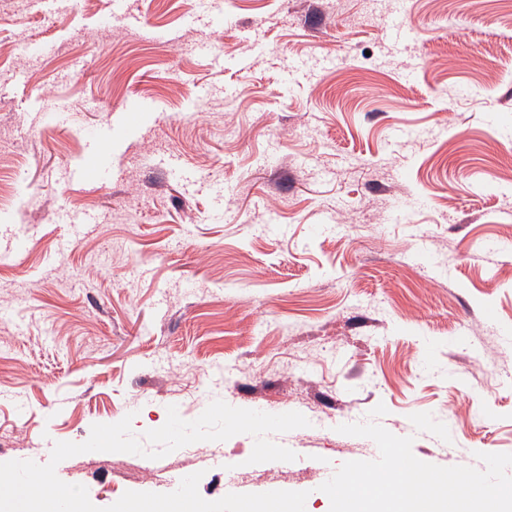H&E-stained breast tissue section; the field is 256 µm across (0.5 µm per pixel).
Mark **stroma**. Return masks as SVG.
Instances as JSON below:
<instances>
[{
    "label": "stroma",
    "instance_id": "obj_1",
    "mask_svg": "<svg viewBox=\"0 0 512 512\" xmlns=\"http://www.w3.org/2000/svg\"><path fill=\"white\" fill-rule=\"evenodd\" d=\"M0 192L39 199L0 210V463L215 400L304 415L296 460L239 434L56 473L330 512L379 456L342 424L512 453V0H0Z\"/></svg>",
    "mask_w": 512,
    "mask_h": 512
}]
</instances>
